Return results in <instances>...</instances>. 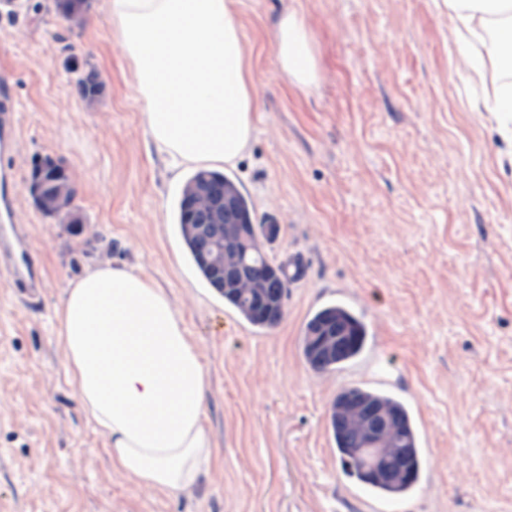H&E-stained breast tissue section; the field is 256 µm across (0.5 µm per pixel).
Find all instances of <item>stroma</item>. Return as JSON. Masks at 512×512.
I'll return each mask as SVG.
<instances>
[{
	"mask_svg": "<svg viewBox=\"0 0 512 512\" xmlns=\"http://www.w3.org/2000/svg\"><path fill=\"white\" fill-rule=\"evenodd\" d=\"M258 79L256 134L224 165L276 223L264 248L299 268L282 321H242L199 276L175 223L191 168L148 154L130 63L106 18H63L54 0H0V81L19 139L17 217L41 272L34 294L0 269V512H512V130L486 111L503 77L475 74L443 0H235ZM302 13L319 79L287 80L273 31ZM101 75L97 107L78 94ZM52 159L80 221L35 205ZM164 288L209 375L215 459L200 486L170 495L112 467L81 412L57 340L67 283L102 262ZM336 301L368 330L328 373L303 360L309 315ZM348 386L392 393L418 427L425 468L400 500L341 469L330 405Z\"/></svg>",
	"mask_w": 512,
	"mask_h": 512,
	"instance_id": "obj_1",
	"label": "stroma"
}]
</instances>
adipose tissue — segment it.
Returning a JSON list of instances; mask_svg holds the SVG:
<instances>
[{"mask_svg": "<svg viewBox=\"0 0 512 512\" xmlns=\"http://www.w3.org/2000/svg\"><path fill=\"white\" fill-rule=\"evenodd\" d=\"M458 40L495 26L512 51V0H447ZM130 61L147 142L171 170L233 164L256 131V78L234 0H103ZM282 73L308 87L315 49L300 15L275 30ZM65 369L115 470L161 492L198 487L213 457L202 355L163 288L137 268L98 263L57 308Z\"/></svg>", "mask_w": 512, "mask_h": 512, "instance_id": "ef3b65f1", "label": "adipose tissue"}]
</instances>
